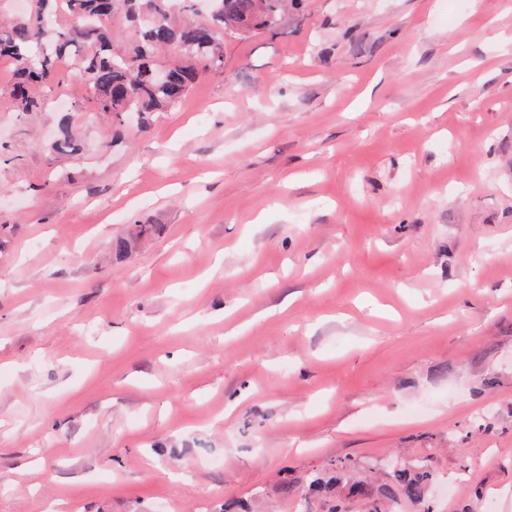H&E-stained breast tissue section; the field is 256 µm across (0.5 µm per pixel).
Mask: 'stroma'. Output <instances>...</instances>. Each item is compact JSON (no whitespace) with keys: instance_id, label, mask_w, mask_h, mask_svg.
<instances>
[{"instance_id":"stroma-1","label":"stroma","mask_w":512,"mask_h":512,"mask_svg":"<svg viewBox=\"0 0 512 512\" xmlns=\"http://www.w3.org/2000/svg\"><path fill=\"white\" fill-rule=\"evenodd\" d=\"M59 69L0 58V512H512V0H302L120 126ZM431 479L432 473L423 465L396 469L390 483L383 487V493L386 497H395L396 494H400L411 500H420L424 488Z\"/></svg>"}]
</instances>
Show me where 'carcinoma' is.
I'll return each mask as SVG.
<instances>
[{
  "label": "carcinoma",
  "instance_id": "carcinoma-1",
  "mask_svg": "<svg viewBox=\"0 0 512 512\" xmlns=\"http://www.w3.org/2000/svg\"><path fill=\"white\" fill-rule=\"evenodd\" d=\"M31 0L28 17L0 22V57L12 60L14 78L10 96L19 110L35 106L28 89L36 84L62 83L57 63L77 56L76 69L92 88L98 111L123 122L126 112H163L176 105L202 73L224 64L225 30L234 37L268 29L288 9V0H216L217 12L206 22L180 23L173 16V0ZM121 14L128 31L115 32L106 24ZM176 46L170 62L158 54ZM166 68L164 85L145 78L148 66ZM432 473L423 465L397 469L383 487L386 497L398 494L419 500Z\"/></svg>",
  "mask_w": 512,
  "mask_h": 512
}]
</instances>
